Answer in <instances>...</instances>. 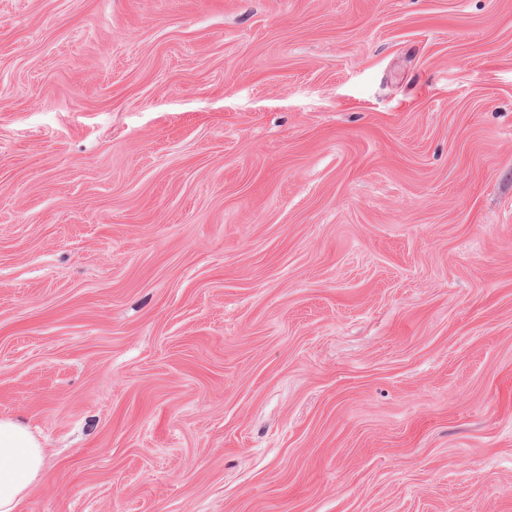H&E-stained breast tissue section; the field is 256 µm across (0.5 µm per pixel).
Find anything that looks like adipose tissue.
Masks as SVG:
<instances>
[{
	"instance_id": "1",
	"label": "adipose tissue",
	"mask_w": 512,
	"mask_h": 512,
	"mask_svg": "<svg viewBox=\"0 0 512 512\" xmlns=\"http://www.w3.org/2000/svg\"><path fill=\"white\" fill-rule=\"evenodd\" d=\"M43 461L40 442L23 424L0 419V512H18L41 478Z\"/></svg>"
}]
</instances>
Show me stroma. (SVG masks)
<instances>
[{
  "mask_svg": "<svg viewBox=\"0 0 512 512\" xmlns=\"http://www.w3.org/2000/svg\"><path fill=\"white\" fill-rule=\"evenodd\" d=\"M20 512H512V0H0Z\"/></svg>",
  "mask_w": 512,
  "mask_h": 512,
  "instance_id": "stroma-1",
  "label": "stroma"
}]
</instances>
